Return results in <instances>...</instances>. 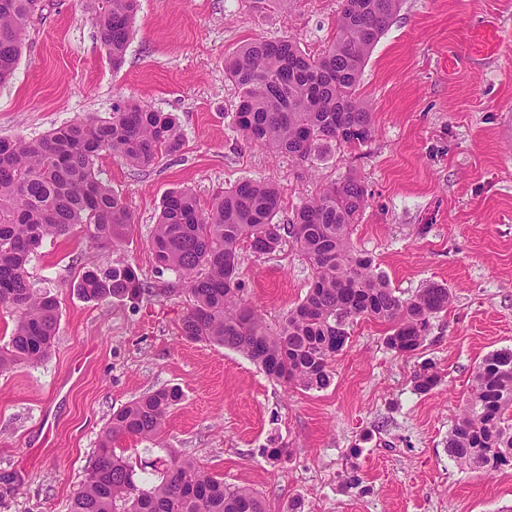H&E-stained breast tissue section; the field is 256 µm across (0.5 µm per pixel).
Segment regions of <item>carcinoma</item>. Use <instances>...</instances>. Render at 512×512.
Returning <instances> with one entry per match:
<instances>
[{"instance_id":"carcinoma-1","label":"carcinoma","mask_w":512,"mask_h":512,"mask_svg":"<svg viewBox=\"0 0 512 512\" xmlns=\"http://www.w3.org/2000/svg\"><path fill=\"white\" fill-rule=\"evenodd\" d=\"M42 0H0V84L14 74L31 20ZM138 0H104L95 24L112 62L121 67ZM401 0H342L335 36L311 55L295 37L253 42L225 63L239 90L236 128L252 142L302 162L324 160L334 147L357 148L374 133L372 113L358 96L361 73L390 26ZM183 145L176 117L122 100L112 118H86L39 139L0 138V308L17 313L12 336L0 350V372L46 358L59 320L57 300L32 288L31 255L49 237L78 226L97 248L119 247L133 224L127 205L95 169L113 155L146 168ZM368 202L353 175L305 199L291 223L273 222L281 207L277 187L244 181L204 208L188 189L166 194L151 246L157 265L178 274L191 298L177 336L242 353L268 376L293 387L322 390L355 320L389 325L387 347L412 355L424 344L431 319L448 309V287L431 283L403 297L373 259L352 246L355 224ZM314 270L302 301L269 324L245 299L241 251L271 254L283 235ZM86 301L138 299L158 291L130 264L89 268L73 284ZM441 382L425 363L413 375L427 393ZM182 397L177 388L140 396L112 413L71 512H266L250 489L231 487L175 451L162 467L136 470L119 437L152 440ZM446 451L460 467L493 473L512 467V348L487 354L473 373L471 396L448 434Z\"/></svg>"}]
</instances>
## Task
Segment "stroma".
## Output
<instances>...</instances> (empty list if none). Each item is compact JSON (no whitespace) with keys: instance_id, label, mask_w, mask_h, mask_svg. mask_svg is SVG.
<instances>
[{"instance_id":"obj_1","label":"stroma","mask_w":512,"mask_h":512,"mask_svg":"<svg viewBox=\"0 0 512 512\" xmlns=\"http://www.w3.org/2000/svg\"><path fill=\"white\" fill-rule=\"evenodd\" d=\"M101 4L43 0L12 81L0 85V138L107 119L129 99L173 113L183 146L145 171L99 158L100 178L134 217L118 250L92 248L79 231L44 240L33 256L31 280L56 297L60 316L47 359L0 372V512H70L113 412L169 387L182 399L142 460L174 449L251 489L267 512H512L511 467L463 470L445 448L475 366L512 347V0H402L359 86L372 140L332 150L311 173L237 130L239 92L224 61L285 36L320 52L340 0H269L259 11L250 0H139L118 69L94 23ZM492 22L499 54L475 59L476 35ZM351 173L369 193L354 248L402 295L431 283L452 294L423 347L396 354L386 325L358 320L330 386L304 391L233 350L178 338L190 301L150 249L168 191L191 190L205 205L238 182L269 181L282 199L274 221L286 224L302 199ZM121 263L159 295L88 302L75 290L87 268ZM240 272L272 324L313 281L289 239L270 255L244 251ZM426 362L442 381L421 394L412 378ZM271 448L286 454L271 459Z\"/></svg>"}]
</instances>
